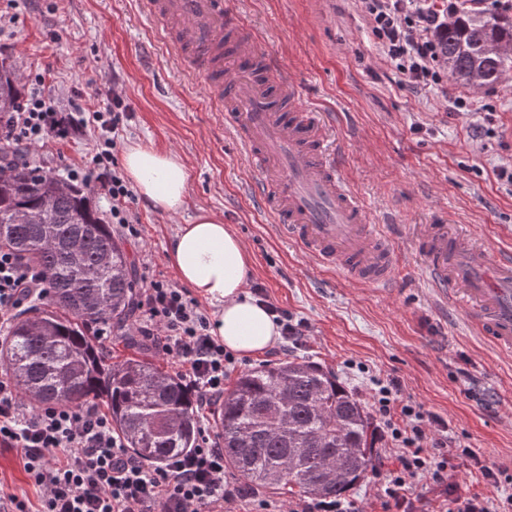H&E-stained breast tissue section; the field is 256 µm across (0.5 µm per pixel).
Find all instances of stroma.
<instances>
[{
	"instance_id": "35a3bbf8",
	"label": "stroma",
	"mask_w": 512,
	"mask_h": 512,
	"mask_svg": "<svg viewBox=\"0 0 512 512\" xmlns=\"http://www.w3.org/2000/svg\"><path fill=\"white\" fill-rule=\"evenodd\" d=\"M246 26L260 34L295 80L297 101L333 114L332 133L351 189L372 224H385L399 255L393 286L381 291L314 262L282 238L251 198L256 179L224 120L211 107L205 80L177 68L156 24L138 0H0V59L19 78L40 73L55 102L89 110L120 95L130 116L116 133V156L140 144L176 153L189 172L184 208L163 212L142 198L130 211L138 238L124 239L135 268L178 282L167 248L198 206L220 216L251 261L249 284L310 327L296 351L239 358L245 371L299 356L336 374L361 403L372 381L393 376L404 396L448 423L494 471L512 475V353L499 351L466 326L453 306L436 303L413 239L446 213L448 231L493 253L512 247V185L494 169L512 164V83L461 87L491 108L449 111L433 89L404 82L376 48L359 0H233ZM94 125L65 142L30 152L31 164L61 175L95 154ZM0 484L38 502L19 452L0 448ZM478 493L500 500L512 484L491 485L467 458L456 461L441 492L412 483L416 512H446L447 495Z\"/></svg>"
}]
</instances>
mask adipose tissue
I'll return each mask as SVG.
<instances>
[{"instance_id": "1", "label": "adipose tissue", "mask_w": 512, "mask_h": 512, "mask_svg": "<svg viewBox=\"0 0 512 512\" xmlns=\"http://www.w3.org/2000/svg\"><path fill=\"white\" fill-rule=\"evenodd\" d=\"M123 160L143 199L165 212L183 208L189 173L175 153L134 145L126 149ZM168 259L184 284L217 305V333L226 349L253 356L276 343L278 326L247 289L249 254L222 218L198 208L192 222L171 241Z\"/></svg>"}]
</instances>
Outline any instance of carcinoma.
Instances as JSON below:
<instances>
[{
    "mask_svg": "<svg viewBox=\"0 0 512 512\" xmlns=\"http://www.w3.org/2000/svg\"><path fill=\"white\" fill-rule=\"evenodd\" d=\"M441 38L449 76L492 88L512 56L488 51L512 45V16L461 13ZM16 77L0 66V113L19 107ZM0 180V247L42 271L46 299L17 320L0 345V370L33 410L100 400L127 452L152 469L197 446L196 401L181 376L163 369L134 337L119 362L88 336L110 322L122 328L139 287L134 264L89 203L85 188L23 164ZM39 215L32 224L19 221ZM219 408L224 465L256 488L291 485L311 497H334L379 465L368 444L370 418L361 403L319 364L294 358L238 375Z\"/></svg>",
    "mask_w": 512,
    "mask_h": 512,
    "instance_id": "cac0c4a2",
    "label": "carcinoma"
}]
</instances>
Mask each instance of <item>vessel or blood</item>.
Returning a JSON list of instances; mask_svg holds the SVG:
<instances>
[{"mask_svg": "<svg viewBox=\"0 0 512 512\" xmlns=\"http://www.w3.org/2000/svg\"><path fill=\"white\" fill-rule=\"evenodd\" d=\"M180 65L209 81L212 103L223 112L257 174L255 197L284 236L318 266L375 287L390 279L394 251L369 222L333 154L322 112L281 109L257 67L275 71L262 41L224 0H138ZM429 282L440 299L463 308L478 334L512 352V253L488 254L449 235L443 224L423 226L416 238Z\"/></svg>", "mask_w": 512, "mask_h": 512, "instance_id": "b4317fda", "label": "vessel or blood"}]
</instances>
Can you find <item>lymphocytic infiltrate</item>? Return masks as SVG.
Listing matches in <instances>:
<instances>
[{"mask_svg": "<svg viewBox=\"0 0 512 512\" xmlns=\"http://www.w3.org/2000/svg\"><path fill=\"white\" fill-rule=\"evenodd\" d=\"M377 47L412 87L438 90L449 111L470 112L474 106L449 87L441 33L460 13L459 0H361ZM45 78L28 80L22 105L0 113V149L24 156L28 147L71 138L88 123L99 131L100 149L88 165L69 166L66 177L78 184L101 181L112 200L114 224L128 237L138 235L129 203L132 192L114 155L115 133L127 120L120 99L110 107L87 111L52 104ZM135 303L138 331L153 348L184 372L195 395L202 423L200 441L186 454L172 457L164 468L150 470L129 456L99 403L22 408L8 377H0V447L20 451L24 469L40 491L31 504L0 486V512H225L239 502L250 512H275L271 502L248 492L224 466L220 437L210 417L224 393V381L237 366L234 354L215 334L216 324L189 291L165 280L143 276ZM41 272L7 249H0V326L25 304L42 298ZM371 402L375 437L395 451V464L385 474L383 512H414L410 481L428 477L448 486L454 460L472 461L482 477L497 482L475 448L452 437L448 424L422 404L404 399L399 380L375 379Z\"/></svg>", "mask_w": 512, "mask_h": 512, "instance_id": "lymphocytic-infiltrate-1", "label": "lymphocytic infiltrate"}]
</instances>
